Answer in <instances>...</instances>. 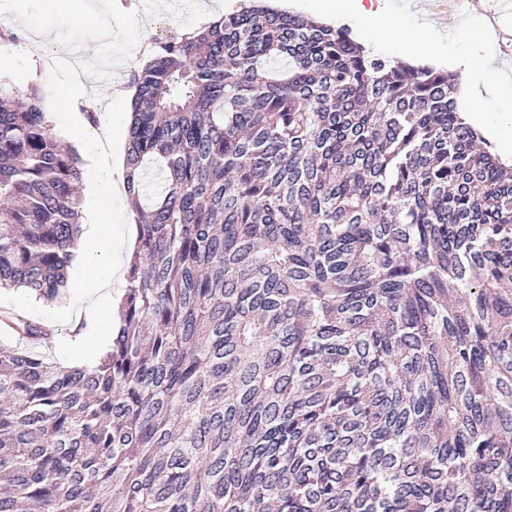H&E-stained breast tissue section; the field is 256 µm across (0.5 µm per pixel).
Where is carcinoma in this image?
I'll return each instance as SVG.
<instances>
[{
    "mask_svg": "<svg viewBox=\"0 0 512 512\" xmlns=\"http://www.w3.org/2000/svg\"><path fill=\"white\" fill-rule=\"evenodd\" d=\"M129 85L121 326L5 321L0 512H512V165L454 75L244 6ZM82 167L0 79V289L62 298Z\"/></svg>",
    "mask_w": 512,
    "mask_h": 512,
    "instance_id": "carcinoma-1",
    "label": "carcinoma"
}]
</instances>
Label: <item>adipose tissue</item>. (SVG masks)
Listing matches in <instances>:
<instances>
[{
    "mask_svg": "<svg viewBox=\"0 0 512 512\" xmlns=\"http://www.w3.org/2000/svg\"><path fill=\"white\" fill-rule=\"evenodd\" d=\"M308 5L329 21L345 12L356 16L368 38L389 36L402 54H434L446 38L443 31L424 21L401 25L387 5L368 8L363 0H308ZM491 38V32H482L469 52H452L448 59L461 70L457 87L461 111L468 113L479 131L494 137L501 157L508 159L512 158V80L489 74L482 50ZM111 128V116H104L93 126L81 113L73 112L62 130L63 138L81 145L86 152V191L93 200L84 215V237L77 260L82 268L93 272L95 284L81 313L84 328L72 342L77 350L87 339L108 335L117 322L115 314L101 304L102 297L111 295L113 283L123 275L122 257L112 247L110 223L112 200L124 192L126 168L122 147L113 141Z\"/></svg>",
    "mask_w": 512,
    "mask_h": 512,
    "instance_id": "obj_1",
    "label": "adipose tissue"
}]
</instances>
